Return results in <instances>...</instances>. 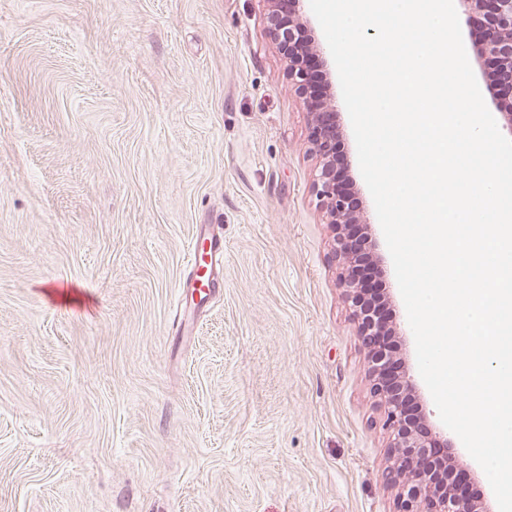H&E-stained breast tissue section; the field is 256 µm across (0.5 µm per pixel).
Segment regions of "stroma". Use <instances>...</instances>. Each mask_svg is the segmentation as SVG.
<instances>
[{
    "label": "stroma",
    "instance_id": "obj_1",
    "mask_svg": "<svg viewBox=\"0 0 512 512\" xmlns=\"http://www.w3.org/2000/svg\"><path fill=\"white\" fill-rule=\"evenodd\" d=\"M269 12L0 0V512H395ZM201 228L224 267L198 304Z\"/></svg>",
    "mask_w": 512,
    "mask_h": 512
}]
</instances>
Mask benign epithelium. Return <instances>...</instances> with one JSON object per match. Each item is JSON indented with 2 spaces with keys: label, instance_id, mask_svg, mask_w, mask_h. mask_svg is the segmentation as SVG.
Wrapping results in <instances>:
<instances>
[{
  "label": "benign epithelium",
  "instance_id": "1",
  "mask_svg": "<svg viewBox=\"0 0 512 512\" xmlns=\"http://www.w3.org/2000/svg\"><path fill=\"white\" fill-rule=\"evenodd\" d=\"M457 14L469 20L477 12L487 15L480 54L495 59L498 81L502 89V104L497 106L504 126L512 133V0H454ZM272 10L285 8L288 17L303 33L310 28V0H268ZM273 38L279 46L284 39H293L292 32L274 27ZM288 77L295 91L308 98L309 142L319 156L314 190L325 209L332 232L331 259L338 270V282L344 288L352 316L368 358L371 389L383 406L382 428L388 435L391 462L381 473L383 484L397 491V512H483V510L452 488L436 485L431 475L427 456L435 447L428 435L411 434L406 429L407 415L404 396L416 391L411 369L396 373L391 360L380 351L381 332L373 328L366 311L361 309L358 288L352 284L351 266L354 262L351 241L346 238V227L365 224L363 212L352 210L349 194L344 186L343 174L333 162L336 150V105L330 98L317 102L311 98L309 76L293 59L295 47L288 44Z\"/></svg>",
  "mask_w": 512,
  "mask_h": 512
}]
</instances>
